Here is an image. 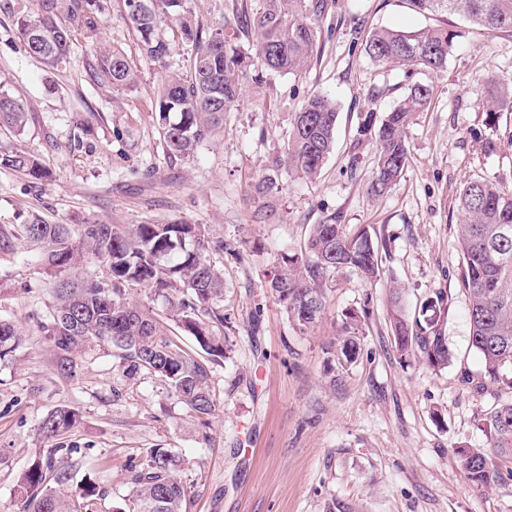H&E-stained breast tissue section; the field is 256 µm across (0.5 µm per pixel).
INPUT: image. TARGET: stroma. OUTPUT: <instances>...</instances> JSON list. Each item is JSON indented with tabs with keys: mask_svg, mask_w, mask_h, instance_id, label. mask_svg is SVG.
<instances>
[{
	"mask_svg": "<svg viewBox=\"0 0 512 512\" xmlns=\"http://www.w3.org/2000/svg\"><path fill=\"white\" fill-rule=\"evenodd\" d=\"M306 3L318 8L320 55L293 74L252 66L223 130L194 158L171 160L153 108L169 72L191 74L175 22L159 28L172 49L165 66L142 54L124 0H110L96 34L78 36L49 69L26 53L17 25L40 0H0V89L30 114L23 134L0 127V152L25 148L49 172L34 182L0 169V225L34 216L53 224L205 225L208 257L224 270L230 347L209 366L216 409L206 427L154 376L126 375L110 346L77 356L74 373H60L38 331L52 305L50 275L25 242L0 254V318L25 334L0 362V512H20L19 474L55 445L39 436L38 424L62 406L81 415L63 440L72 450L68 488L96 484L99 512L124 506L132 469L160 447L180 462L187 512H512V477L469 484L456 453L487 446L477 423L497 393L476 394L464 381L480 363L469 349V301L460 289L456 197L477 175L512 189V113L499 121L496 153L486 154V114L473 93L486 76L512 83V32L488 33L444 12L422 15L409 0ZM384 26L447 28L457 45L436 73L377 67L362 45L369 30ZM106 48L125 55L136 85L117 89L102 78L97 58ZM418 82L432 85L433 96L407 129L408 167L387 194L372 196L377 144L373 134H359L360 117L384 115ZM318 91L338 104L336 145L320 174L307 178L288 167V133L305 97ZM271 173L278 193L256 194ZM330 215L347 233L365 227L376 235L384 273L373 285L336 274L321 322L302 333L265 273ZM390 280L402 286L411 313L444 297L443 331L455 354L447 368L397 356ZM361 308L369 315L358 360L331 370L327 351L341 315Z\"/></svg>",
	"mask_w": 512,
	"mask_h": 512,
	"instance_id": "35a3bbf8",
	"label": "stroma"
}]
</instances>
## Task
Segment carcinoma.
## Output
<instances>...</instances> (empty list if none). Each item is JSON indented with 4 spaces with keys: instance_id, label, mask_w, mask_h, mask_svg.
<instances>
[{
    "instance_id": "obj_1",
    "label": "carcinoma",
    "mask_w": 512,
    "mask_h": 512,
    "mask_svg": "<svg viewBox=\"0 0 512 512\" xmlns=\"http://www.w3.org/2000/svg\"><path fill=\"white\" fill-rule=\"evenodd\" d=\"M263 9L243 28L238 15L224 20V31L208 35L183 13V0H125L127 19L136 32L143 55L169 65L167 41L158 29L177 17L193 55V76L183 82L168 76L159 90L155 119L170 158L188 159L198 146L224 123V112L235 102L240 78L254 63L274 72H294L318 54L317 32L303 14L305 0H262ZM420 13L462 14L490 31L512 32V0H410ZM109 0H41L34 16L18 19L26 52L47 66L63 61L73 37L93 35L97 18L109 9ZM255 33L254 50L237 40ZM458 33L427 28L405 33L389 28L370 33L366 57L377 66L417 65L429 72L446 66ZM100 68L115 87H128L136 75L124 55L109 51ZM432 99L426 83L411 86L404 99L381 120L367 112L360 134L375 131L378 155L370 190L388 192L407 167L406 130L414 116ZM480 101L486 127L492 131L500 115L512 112V83L488 79ZM338 112L323 93L306 97L294 114L288 135V167L312 178L333 152ZM29 122L24 105L0 90V125L23 133ZM0 169L36 181L46 178L38 159L24 148L0 154ZM465 220L458 225L462 252L461 285L469 297V346L482 363L474 390L487 385L512 390V190L493 180L473 178L457 198ZM25 238L38 246L41 263L56 279L55 301L39 329L50 344L61 370L74 369L72 355L94 346H112L113 356L126 372L145 370L158 378L195 415L208 418L215 411L209 371L195 353L171 340L151 310L131 303L127 289L142 285L151 290L212 360L225 357L224 273L206 256L209 241L202 224L168 221L147 224L93 222L76 229L71 224H48L38 218L15 231L0 227V253H11L14 241ZM93 263L105 268L104 278L83 274ZM373 283L383 275V257L369 230L350 236L338 218L330 216L312 225L303 249L280 254L268 275L269 287L288 313L293 326L306 332L322 319L325 285L340 271ZM444 299H429L417 315L409 316L401 303V289L389 288V324L394 347L403 360L418 358L435 370L448 367L452 352L442 331ZM362 314H343L337 346L330 363L340 369L354 364L361 351ZM14 323L0 319V359L22 344ZM79 422V413L61 407L48 413L39 430L47 439H61ZM481 428L489 447L459 448L464 478L487 486L502 478L509 464L512 477V398L482 414ZM63 447L34 460L19 477L23 512H97V487L89 484L74 495L65 490L70 480L67 462L56 457ZM177 462L166 448H151L132 488L124 512H186V489L177 476Z\"/></svg>"
}]
</instances>
